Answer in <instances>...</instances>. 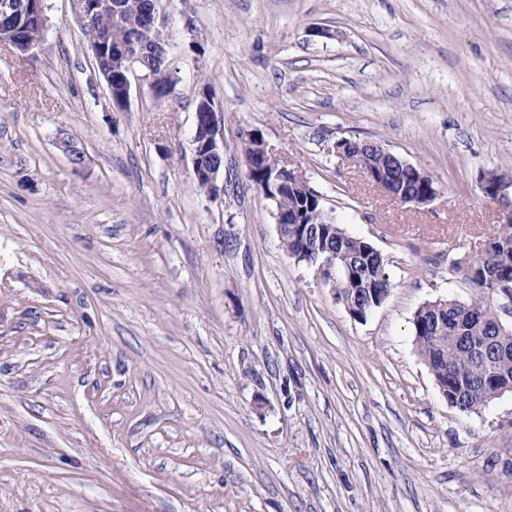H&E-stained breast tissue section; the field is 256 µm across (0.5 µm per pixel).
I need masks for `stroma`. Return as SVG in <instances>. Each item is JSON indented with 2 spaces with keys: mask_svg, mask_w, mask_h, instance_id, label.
<instances>
[{
  "mask_svg": "<svg viewBox=\"0 0 512 512\" xmlns=\"http://www.w3.org/2000/svg\"><path fill=\"white\" fill-rule=\"evenodd\" d=\"M0 44V512H512V392L449 405L411 322L475 294L512 172V0H162L169 99L116 109L70 0ZM224 112V196L195 107ZM259 130L393 288L354 319L283 250L248 178ZM74 138L73 162L57 145ZM375 142L413 206L331 153ZM203 90L213 101L209 86H204ZM212 101L205 99V108L195 112L191 154L195 179L200 183L202 190L216 200L224 196V162L221 166L218 164V159L221 156L224 158V118L223 112ZM200 131L205 135L202 139L199 137ZM206 156H209L213 163L209 167H200L199 159ZM344 139H339L332 144L330 151L336 153L339 157L356 163L364 173L367 180L378 188L382 189L387 195L393 199L399 200L404 204H412L414 206H423L431 203L440 194V189L436 184L435 180L431 175L424 169L415 166L403 159L401 156L383 148L382 146L368 141H363L361 151L365 152L363 159L354 155L355 145H348L343 143ZM351 155V157H349ZM394 155L396 158H393ZM387 163V164H386ZM398 165H402L404 168H409L416 171L421 178L428 180L433 186L422 195L417 197L422 192L421 183L411 173L402 169H395L392 171L391 179L393 180V186H397V191L390 190L384 186L385 180L390 178V170L388 167L396 168ZM402 192V193H400ZM409 197L412 200L408 201L403 198ZM415 198V199H413Z\"/></svg>",
  "mask_w": 512,
  "mask_h": 512,
  "instance_id": "1",
  "label": "stroma"
}]
</instances>
